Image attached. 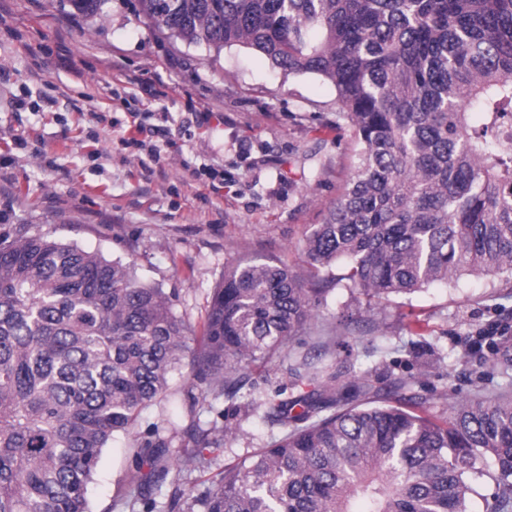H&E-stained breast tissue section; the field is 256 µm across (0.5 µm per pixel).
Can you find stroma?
<instances>
[{
  "instance_id": "35a3bbf8",
  "label": "stroma",
  "mask_w": 512,
  "mask_h": 512,
  "mask_svg": "<svg viewBox=\"0 0 512 512\" xmlns=\"http://www.w3.org/2000/svg\"><path fill=\"white\" fill-rule=\"evenodd\" d=\"M106 0L98 16L68 0H0V225L29 224L175 291L174 310L198 335L225 266L241 258L308 274L304 239L350 176L355 144L336 120L335 91L312 75L285 77L260 54L169 38L136 12ZM24 109H16V100ZM166 118L170 134L146 128ZM140 137L145 148L128 145ZM333 268L303 335L269 374L250 371L241 394L269 399L312 368L337 385L392 379L443 416L446 397L512 390L499 361L512 338V275L464 276L411 295L374 299ZM188 372L148 409L142 428L184 411ZM238 428L196 471L203 481L279 434L256 412L221 400ZM141 436L117 435L89 487L92 512H124L115 498L135 472Z\"/></svg>"
}]
</instances>
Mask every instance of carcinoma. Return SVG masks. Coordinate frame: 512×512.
<instances>
[{"instance_id": "1", "label": "carcinoma", "mask_w": 512, "mask_h": 512, "mask_svg": "<svg viewBox=\"0 0 512 512\" xmlns=\"http://www.w3.org/2000/svg\"><path fill=\"white\" fill-rule=\"evenodd\" d=\"M99 14L106 0H70ZM171 37L242 46L285 75L336 91L358 144L353 171L304 250L345 261L361 293L410 295L462 275L512 274V0H138ZM325 289L275 262L241 260L212 290L199 352L201 395L233 400L273 364ZM171 297L109 260L14 224L0 231V512H91L103 449L166 396L187 350ZM291 399L246 402L282 436L209 480L182 482L234 432L197 421L198 396L154 430L131 512H512V395L448 402L437 417L365 382L309 376ZM300 411H295V408ZM489 457L495 468L479 460Z\"/></svg>"}]
</instances>
